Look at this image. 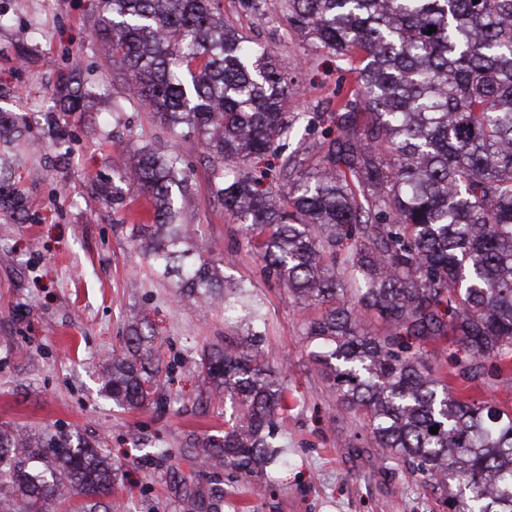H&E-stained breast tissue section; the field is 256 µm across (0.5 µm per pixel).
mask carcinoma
Listing matches in <instances>:
<instances>
[{
    "instance_id": "carcinoma-1",
    "label": "carcinoma",
    "mask_w": 512,
    "mask_h": 512,
    "mask_svg": "<svg viewBox=\"0 0 512 512\" xmlns=\"http://www.w3.org/2000/svg\"><path fill=\"white\" fill-rule=\"evenodd\" d=\"M296 29L344 61L321 141H298L268 186L253 157L315 117L286 110L293 83L265 47L224 28L220 0H98L93 30L145 108L211 163L210 188L306 323L314 361L339 406L363 415L382 448L450 497L454 512H512V412L463 400L426 346L448 341L457 376L512 367V0H285ZM436 32L427 34L428 27ZM63 111L84 112L73 72L57 78ZM148 196L128 238L174 294L224 303L243 332L200 353V392L234 413L220 434L184 447L208 489H187L181 512H222L223 479H258L277 455L288 387L266 360V314L250 280L224 276L181 220L191 169L178 148L137 153L122 167ZM24 198L0 161V211ZM384 322L370 328L372 315ZM106 389L135 408L160 405L157 336L133 316ZM439 426L436 434L430 428ZM123 478L105 443L57 427L0 425V512H49L60 489L97 512Z\"/></svg>"
}]
</instances>
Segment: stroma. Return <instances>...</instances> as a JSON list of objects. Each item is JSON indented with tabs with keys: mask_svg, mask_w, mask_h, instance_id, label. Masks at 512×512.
Instances as JSON below:
<instances>
[{
	"mask_svg": "<svg viewBox=\"0 0 512 512\" xmlns=\"http://www.w3.org/2000/svg\"><path fill=\"white\" fill-rule=\"evenodd\" d=\"M224 21L240 36L271 49L292 72V112H329L351 76L346 64L313 48L290 24L284 0H221ZM96 0H0L11 19L0 28V109L23 117L30 130L20 149L18 186L28 219L0 215V423L37 432L62 425L104 439L124 466L118 497L129 512H180L183 454L189 432L224 429V399L198 404L202 345L234 335L220 304L176 301L171 284L131 248L123 216L145 221L149 204L122 188L119 200L95 184L118 185V160L140 149L167 153L175 141L158 116L127 104L122 74L111 70L93 35ZM76 71L92 97L87 111L57 117L56 79ZM125 102L122 112L113 103ZM11 144L1 143L9 154ZM192 166L186 220L195 243L225 273L255 281L268 313L264 351L288 379L282 422L287 465L267 468L262 483L224 487V512H451L447 493L411 474L403 461L381 462L361 414L336 408L330 383L304 336L316 308L297 306L285 289L264 282L259 262L209 189L210 164L184 144ZM142 311L170 371L162 375L171 404L123 409L102 386L105 362L126 334L130 308ZM430 363L446 373L459 397L491 399L512 409V380L486 376L463 384L448 345H428ZM163 445L171 459L143 458L141 447Z\"/></svg>",
	"mask_w": 512,
	"mask_h": 512,
	"instance_id": "35a3bbf8",
	"label": "stroma"
}]
</instances>
